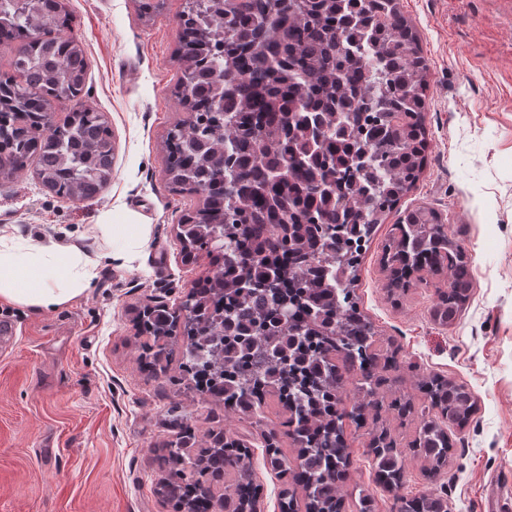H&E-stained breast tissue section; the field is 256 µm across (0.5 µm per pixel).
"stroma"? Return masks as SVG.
<instances>
[{
  "label": "stroma",
  "instance_id": "obj_1",
  "mask_svg": "<svg viewBox=\"0 0 512 512\" xmlns=\"http://www.w3.org/2000/svg\"><path fill=\"white\" fill-rule=\"evenodd\" d=\"M66 3L88 64L80 99L112 130V181L95 199L73 202L42 188L31 166L0 179V228L74 243L99 260L90 286L65 305L38 311L0 301V323L15 330L0 346V512H172L159 491L166 473L158 458L178 437L176 418L199 448L213 431L243 440L262 512H281L293 481L268 465L266 430L276 431L279 456L295 461L298 448L277 397L266 395L252 426L196 389L183 336L165 338L155 368L143 350V308H175L212 268L179 237L203 198L166 173V133L186 115L175 92L184 0H164L149 18L138 0ZM398 8L430 75L426 164L400 206L442 216L465 250L473 287L452 324L434 321L446 275L422 271L410 288L389 292L383 246L398 217L376 225L352 297L397 365L375 397L379 419L339 423L350 458L343 512H359L363 491L373 512H393L366 453L376 425L404 448L412 493L434 491L448 512H512V14L499 0H398ZM107 212L114 223L134 214L151 227L130 265L109 257L112 242L99 229ZM434 376L467 387L474 406L450 428L453 446L433 475L407 449L420 414L403 420L388 405L405 396L422 406L420 385Z\"/></svg>",
  "mask_w": 512,
  "mask_h": 512
}]
</instances>
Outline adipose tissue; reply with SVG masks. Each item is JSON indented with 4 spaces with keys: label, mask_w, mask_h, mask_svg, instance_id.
<instances>
[{
    "label": "adipose tissue",
    "mask_w": 512,
    "mask_h": 512,
    "mask_svg": "<svg viewBox=\"0 0 512 512\" xmlns=\"http://www.w3.org/2000/svg\"><path fill=\"white\" fill-rule=\"evenodd\" d=\"M101 228L128 263L138 258L150 233L132 215L116 224L104 214ZM95 270V260L76 245H45L0 228V300L38 310L59 307L82 293Z\"/></svg>",
    "instance_id": "1"
}]
</instances>
